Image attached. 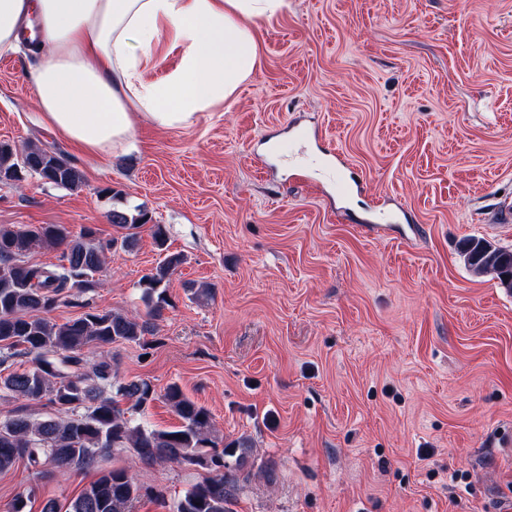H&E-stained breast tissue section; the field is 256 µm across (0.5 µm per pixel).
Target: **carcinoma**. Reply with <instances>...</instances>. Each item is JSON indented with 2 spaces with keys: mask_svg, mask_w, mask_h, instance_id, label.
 <instances>
[{
  "mask_svg": "<svg viewBox=\"0 0 512 512\" xmlns=\"http://www.w3.org/2000/svg\"><path fill=\"white\" fill-rule=\"evenodd\" d=\"M26 174L70 190L83 183L80 172L57 152L28 147L19 153L13 145L0 142V182L19 181ZM108 220L122 233L106 242L87 226L75 235L61 224L0 225V367L7 371L0 374V398L45 399L58 412L54 417L34 419L19 408L0 420V472L21 461L35 475L42 474L45 465L61 470L85 468L104 452H127L141 462L165 460L209 470L208 476L173 502L172 512H230L236 492L232 472L247 465L252 448L249 440L223 443L210 411L176 383L166 387L164 399L179 424L171 429L145 425L139 416L156 399L151 382H114L111 362H91L82 353L91 343H139L153 332V320L168 305L166 281L184 261L181 254L166 251L162 226L153 225L152 235L164 257L140 282L147 319L104 310L62 324L43 317L64 295L93 288L105 252L117 244L133 250L138 229L147 224L143 213L118 210L110 212ZM39 245L60 251L54 268L26 260L29 251ZM463 258L474 271L491 273L500 286L512 289L511 250L469 238ZM20 354L31 357V366L10 370V361ZM220 444L221 452L209 453ZM140 497L141 487L128 470L114 468L71 500H48L41 512H133Z\"/></svg>",
  "mask_w": 512,
  "mask_h": 512,
  "instance_id": "carcinoma-1",
  "label": "carcinoma"
}]
</instances>
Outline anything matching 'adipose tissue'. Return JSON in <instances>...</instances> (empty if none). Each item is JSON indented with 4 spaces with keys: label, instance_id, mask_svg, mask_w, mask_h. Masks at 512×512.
<instances>
[{
    "label": "adipose tissue",
    "instance_id": "adipose-tissue-1",
    "mask_svg": "<svg viewBox=\"0 0 512 512\" xmlns=\"http://www.w3.org/2000/svg\"><path fill=\"white\" fill-rule=\"evenodd\" d=\"M288 0H0V55L41 22L29 78L43 122L86 153L128 145L138 121L171 130L231 102L259 66L258 22ZM179 50L161 77L148 70Z\"/></svg>",
    "mask_w": 512,
    "mask_h": 512
}]
</instances>
